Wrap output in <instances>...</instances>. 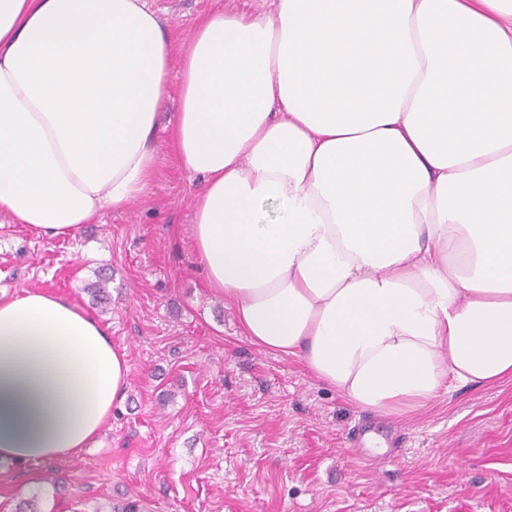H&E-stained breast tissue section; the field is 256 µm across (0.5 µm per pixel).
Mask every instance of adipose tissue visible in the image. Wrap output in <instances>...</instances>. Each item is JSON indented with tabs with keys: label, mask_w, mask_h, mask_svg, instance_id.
I'll use <instances>...</instances> for the list:
<instances>
[{
	"label": "adipose tissue",
	"mask_w": 512,
	"mask_h": 512,
	"mask_svg": "<svg viewBox=\"0 0 512 512\" xmlns=\"http://www.w3.org/2000/svg\"><path fill=\"white\" fill-rule=\"evenodd\" d=\"M174 66L195 248L255 345L384 416L512 381V0H217L176 47L146 0H0V213L72 239L141 197ZM128 372L0 293V460L90 447Z\"/></svg>",
	"instance_id": "obj_1"
}]
</instances>
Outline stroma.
Returning <instances> with one entry per match:
<instances>
[{
  "label": "stroma",
  "mask_w": 512,
  "mask_h": 512,
  "mask_svg": "<svg viewBox=\"0 0 512 512\" xmlns=\"http://www.w3.org/2000/svg\"><path fill=\"white\" fill-rule=\"evenodd\" d=\"M183 40L214 0H148ZM169 85L145 194L47 239L0 214V290L42 289L106 326L128 386L99 445L0 461V512H512V382L465 387L411 418L350 406L298 359L245 336L208 288L191 236L202 179L169 144ZM110 275L107 310L85 291ZM366 438L363 453L354 450Z\"/></svg>",
  "instance_id": "stroma-1"
}]
</instances>
